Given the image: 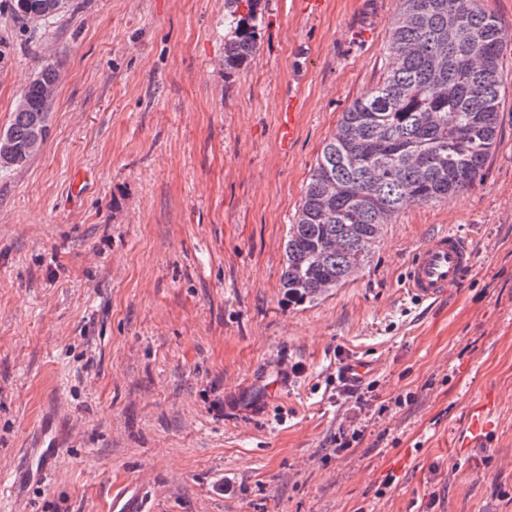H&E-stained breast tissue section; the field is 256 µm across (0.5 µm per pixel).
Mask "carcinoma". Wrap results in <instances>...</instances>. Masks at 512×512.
I'll return each instance as SVG.
<instances>
[{"label":"carcinoma","mask_w":512,"mask_h":512,"mask_svg":"<svg viewBox=\"0 0 512 512\" xmlns=\"http://www.w3.org/2000/svg\"><path fill=\"white\" fill-rule=\"evenodd\" d=\"M259 0H224V72L255 54ZM65 0H10L12 14L46 23ZM505 31L481 0H401L379 80L342 112L290 225L281 288L302 302L344 284L400 210L454 198L483 175L496 147ZM57 71L26 84L0 132V168L23 165L34 133L48 134Z\"/></svg>","instance_id":"cac0c4a2"}]
</instances>
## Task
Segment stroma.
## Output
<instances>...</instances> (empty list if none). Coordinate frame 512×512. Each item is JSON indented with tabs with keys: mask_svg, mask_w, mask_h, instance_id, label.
I'll use <instances>...</instances> for the list:
<instances>
[{
	"mask_svg": "<svg viewBox=\"0 0 512 512\" xmlns=\"http://www.w3.org/2000/svg\"><path fill=\"white\" fill-rule=\"evenodd\" d=\"M482 6L508 34L482 178L399 211L357 275L299 304L288 228L400 0H262L230 80L224 0H66L38 27L0 6V131L58 73L45 142L0 170V512H108L139 473L149 512H512V0ZM443 228L474 268L422 304L405 268ZM354 360L374 365L367 406L338 382ZM481 406L495 425L464 445ZM49 414L62 451L17 491Z\"/></svg>",
	"mask_w": 512,
	"mask_h": 512,
	"instance_id": "stroma-1",
	"label": "stroma"
}]
</instances>
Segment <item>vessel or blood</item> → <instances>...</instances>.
Returning <instances> with one entry per match:
<instances>
[{"label": "vessel or blood", "mask_w": 512, "mask_h": 512, "mask_svg": "<svg viewBox=\"0 0 512 512\" xmlns=\"http://www.w3.org/2000/svg\"><path fill=\"white\" fill-rule=\"evenodd\" d=\"M472 266L473 252L467 238L444 229L429 236L416 250L408 264L405 286L417 301L435 303L446 298L449 288L459 283ZM59 453L53 424L44 421L30 448L23 452L20 474L29 482L41 481L48 464ZM143 488V482L138 480L115 487L109 512H146Z\"/></svg>", "instance_id": "b4317fda"}]
</instances>
